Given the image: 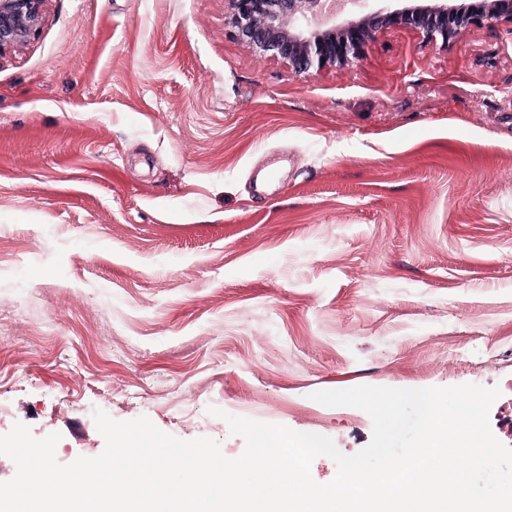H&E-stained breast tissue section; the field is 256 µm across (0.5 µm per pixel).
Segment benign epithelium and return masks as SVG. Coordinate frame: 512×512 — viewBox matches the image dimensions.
<instances>
[{
    "instance_id": "1",
    "label": "benign epithelium",
    "mask_w": 512,
    "mask_h": 512,
    "mask_svg": "<svg viewBox=\"0 0 512 512\" xmlns=\"http://www.w3.org/2000/svg\"><path fill=\"white\" fill-rule=\"evenodd\" d=\"M47 0H0V57L38 34ZM360 18L323 27L326 6L335 0H229L228 24L254 52L280 59L298 74L313 68L344 67L359 59L377 34L411 28L429 40L452 45L472 26L512 23V0H475L450 5L379 7L376 0H348Z\"/></svg>"
}]
</instances>
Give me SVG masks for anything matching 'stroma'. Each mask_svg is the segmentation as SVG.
Segmentation results:
<instances>
[{
	"instance_id": "stroma-1",
	"label": "stroma",
	"mask_w": 512,
	"mask_h": 512,
	"mask_svg": "<svg viewBox=\"0 0 512 512\" xmlns=\"http://www.w3.org/2000/svg\"><path fill=\"white\" fill-rule=\"evenodd\" d=\"M227 0H47L0 58V435L93 412L245 449L232 415L371 439L359 385L499 387L512 447V23L255 54Z\"/></svg>"
}]
</instances>
